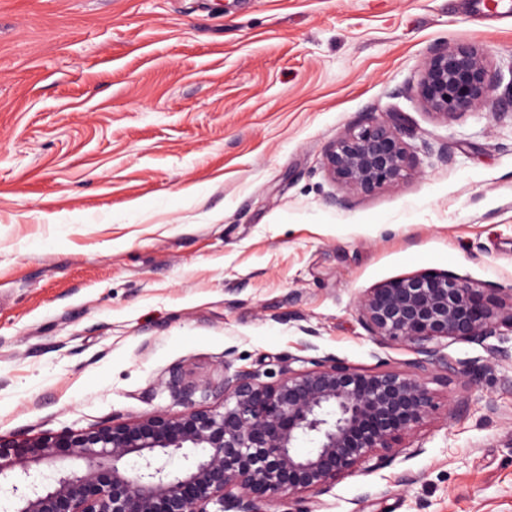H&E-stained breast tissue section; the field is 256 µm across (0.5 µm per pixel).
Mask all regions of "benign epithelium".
<instances>
[{"label":"benign epithelium","instance_id":"7a95c632","mask_svg":"<svg viewBox=\"0 0 512 512\" xmlns=\"http://www.w3.org/2000/svg\"><path fill=\"white\" fill-rule=\"evenodd\" d=\"M500 78L485 52L468 44L432 50L417 86L432 113L445 120L491 103L512 112V94L498 95ZM401 124L369 116L330 142L329 176L346 191L371 193L405 178L412 157ZM369 336L406 345L417 358L402 370L386 364L363 372L317 356L296 369L280 362L262 373L224 361L223 402L208 406V385L171 376L187 411L114 416L87 430L31 437L0 435V492L11 512H271L293 503L305 512L336 478L357 471L372 453L414 434L431 416V377L451 371L471 380L465 365L443 353L448 342L476 343L512 331V305L490 304L465 278L419 272L387 281L356 301ZM307 441L312 449L297 451ZM182 460L170 467L174 458ZM136 467H127L128 460ZM46 465L45 484L28 481Z\"/></svg>","mask_w":512,"mask_h":512}]
</instances>
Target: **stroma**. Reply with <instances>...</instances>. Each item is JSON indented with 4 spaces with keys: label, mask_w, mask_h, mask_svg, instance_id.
I'll use <instances>...</instances> for the list:
<instances>
[{
    "label": "stroma",
    "mask_w": 512,
    "mask_h": 512,
    "mask_svg": "<svg viewBox=\"0 0 512 512\" xmlns=\"http://www.w3.org/2000/svg\"><path fill=\"white\" fill-rule=\"evenodd\" d=\"M512 79V12L471 0H0V434L177 414L224 363L330 355L407 367L357 297L422 271L512 285V116L445 121L417 93L434 47ZM404 120L412 171L346 193L326 144ZM452 343L478 375L311 512H512V335ZM412 478L401 486V475Z\"/></svg>",
    "instance_id": "1"
}]
</instances>
